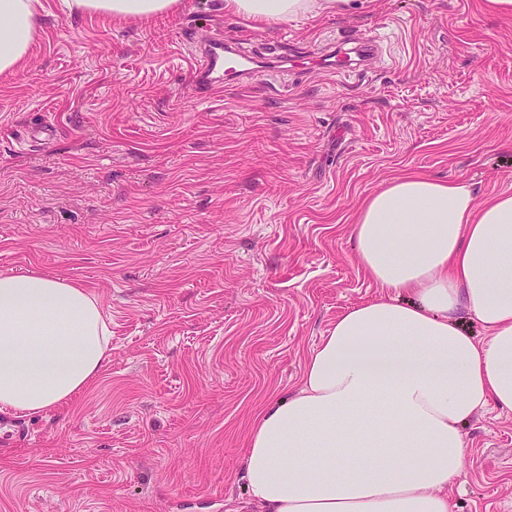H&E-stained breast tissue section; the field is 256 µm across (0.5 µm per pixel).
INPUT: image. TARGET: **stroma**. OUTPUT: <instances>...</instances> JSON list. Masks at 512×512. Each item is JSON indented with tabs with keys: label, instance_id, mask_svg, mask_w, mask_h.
Wrapping results in <instances>:
<instances>
[{
	"label": "stroma",
	"instance_id": "35a3bbf8",
	"mask_svg": "<svg viewBox=\"0 0 512 512\" xmlns=\"http://www.w3.org/2000/svg\"><path fill=\"white\" fill-rule=\"evenodd\" d=\"M186 2L115 22L42 0L0 77V276L79 284L112 332L63 411H0V512H256L257 409L379 293L350 238L362 199L406 171L512 191V17L484 0H348L273 27ZM216 32L264 74L199 92L194 42ZM368 32L375 63L320 64ZM462 432L453 512H512V413Z\"/></svg>",
	"mask_w": 512,
	"mask_h": 512
}]
</instances>
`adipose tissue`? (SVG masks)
I'll return each instance as SVG.
<instances>
[{
	"mask_svg": "<svg viewBox=\"0 0 512 512\" xmlns=\"http://www.w3.org/2000/svg\"><path fill=\"white\" fill-rule=\"evenodd\" d=\"M344 0H224L274 26L340 12ZM144 21L183 0H74ZM41 0H0V77L24 65ZM351 239L374 300L340 314L306 356L299 386L263 407L242 478L261 512H452L462 428L512 412V192L411 172L360 206ZM475 319L483 339L464 331ZM111 330L85 288L0 276V411L60 410L104 368Z\"/></svg>",
	"mask_w": 512,
	"mask_h": 512,
	"instance_id": "adipose-tissue-1",
	"label": "adipose tissue"
}]
</instances>
